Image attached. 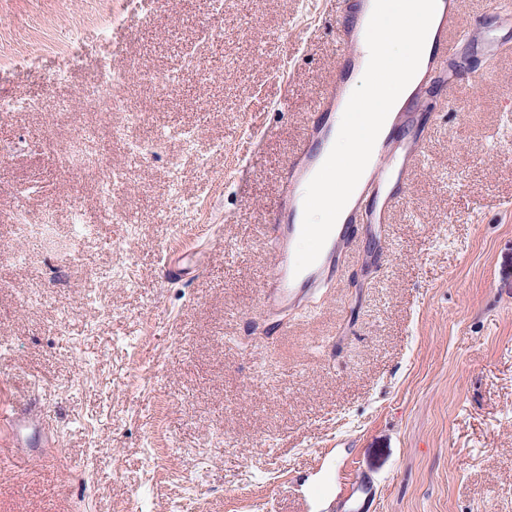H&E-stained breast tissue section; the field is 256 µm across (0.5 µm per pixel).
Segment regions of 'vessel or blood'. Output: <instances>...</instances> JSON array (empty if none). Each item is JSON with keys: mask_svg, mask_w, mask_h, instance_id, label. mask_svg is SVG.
Here are the masks:
<instances>
[{"mask_svg": "<svg viewBox=\"0 0 512 512\" xmlns=\"http://www.w3.org/2000/svg\"><path fill=\"white\" fill-rule=\"evenodd\" d=\"M373 4L374 0H348L349 12H360L361 17L357 23L339 27L336 64L322 88L306 132L280 176L272 220L266 228L273 264L260 290L263 309L270 318L279 321L336 281L354 243L353 232L357 226L389 223L392 212L407 200L408 169L426 158L432 124L419 121L409 110L396 112L392 133L375 144L369 163L317 261L302 272H295L305 190L326 159L322 148L333 136L342 115L350 77L369 59L365 34ZM490 8L498 27L485 32L483 45L492 53L502 46L500 30H512V0H491ZM460 10V0H442V9L431 23L434 36L425 75L448 87L458 80L456 63L466 51V38L457 24ZM5 420L13 447L19 448L22 454H30L34 446L31 434L44 423L41 406L29 396H16ZM375 497L374 481L362 476L351 485L338 508L340 512H366Z\"/></svg>", "mask_w": 512, "mask_h": 512, "instance_id": "b4317fda", "label": "vessel or blood"}]
</instances>
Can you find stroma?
<instances>
[{
	"label": "stroma",
	"mask_w": 512,
	"mask_h": 512,
	"mask_svg": "<svg viewBox=\"0 0 512 512\" xmlns=\"http://www.w3.org/2000/svg\"><path fill=\"white\" fill-rule=\"evenodd\" d=\"M344 10L160 0L140 26L127 0H0V92L29 104L0 111V405L28 392L63 434L0 465V512H125L133 495L140 512H298L326 449L322 512L362 474L376 512H512V158L498 149L512 139V50L478 46L488 0H462L468 70L428 96L437 128L406 208L264 333L266 227ZM214 18L219 41L203 33ZM191 48L205 79L183 74ZM117 51L125 108L106 112L92 97ZM173 75L179 92L160 94ZM77 136L96 170L65 164ZM77 207L89 229L75 241ZM20 208L50 216L55 248L17 236Z\"/></svg>",
	"instance_id": "35a3bbf8"
}]
</instances>
